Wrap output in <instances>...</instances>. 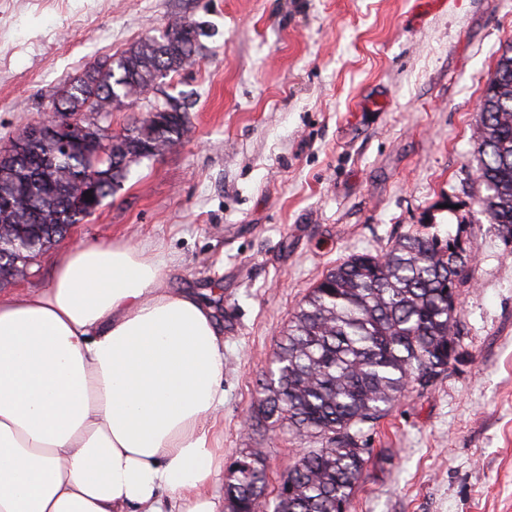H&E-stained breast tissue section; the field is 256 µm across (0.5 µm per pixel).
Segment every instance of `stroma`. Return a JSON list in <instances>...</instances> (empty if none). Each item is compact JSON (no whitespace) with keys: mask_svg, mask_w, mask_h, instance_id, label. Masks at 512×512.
<instances>
[{"mask_svg":"<svg viewBox=\"0 0 512 512\" xmlns=\"http://www.w3.org/2000/svg\"><path fill=\"white\" fill-rule=\"evenodd\" d=\"M177 19L201 26L202 53L159 83L190 102L192 130L132 165L67 245L160 247L179 259L170 287L218 291L224 461L263 450L273 512L285 464L330 444L256 416L298 305L350 254L459 237L458 355L357 426L369 462L348 512H512V243L473 163L512 0H0V147Z\"/></svg>","mask_w":512,"mask_h":512,"instance_id":"obj_1","label":"stroma"}]
</instances>
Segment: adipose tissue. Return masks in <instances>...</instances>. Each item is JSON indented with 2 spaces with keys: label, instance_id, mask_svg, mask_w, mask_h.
<instances>
[{
  "label": "adipose tissue",
  "instance_id": "obj_1",
  "mask_svg": "<svg viewBox=\"0 0 512 512\" xmlns=\"http://www.w3.org/2000/svg\"><path fill=\"white\" fill-rule=\"evenodd\" d=\"M177 264L78 244L47 287L0 292V512H216L224 335L167 286Z\"/></svg>",
  "mask_w": 512,
  "mask_h": 512
}]
</instances>
